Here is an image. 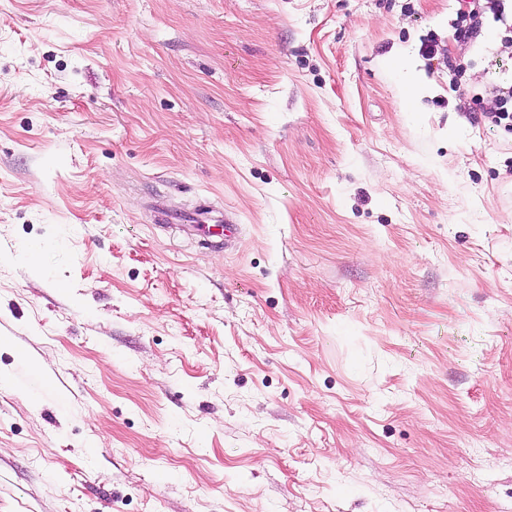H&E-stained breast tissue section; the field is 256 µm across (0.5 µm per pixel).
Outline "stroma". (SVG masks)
<instances>
[{
	"label": "stroma",
	"mask_w": 512,
	"mask_h": 512,
	"mask_svg": "<svg viewBox=\"0 0 512 512\" xmlns=\"http://www.w3.org/2000/svg\"><path fill=\"white\" fill-rule=\"evenodd\" d=\"M460 7L0 0V512H512V134L448 69L512 43ZM397 61L400 67L407 73L404 89L409 103L413 105L416 100L426 92V87L419 81L414 71L411 69L408 63L410 60L407 55L399 57L396 62Z\"/></svg>",
	"instance_id": "obj_1"
}]
</instances>
